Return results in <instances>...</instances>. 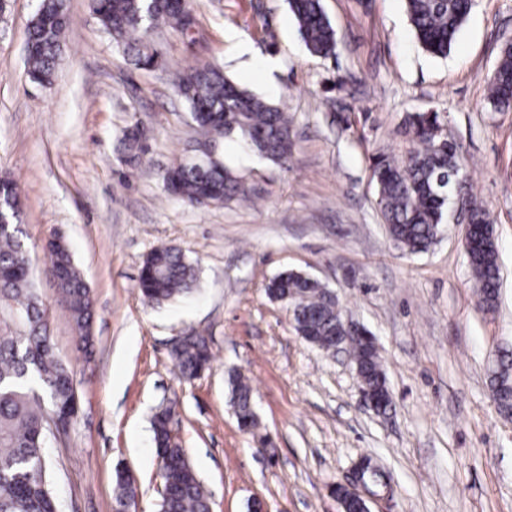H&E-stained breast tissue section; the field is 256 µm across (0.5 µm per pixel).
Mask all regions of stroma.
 Returning <instances> with one entry per match:
<instances>
[{"mask_svg": "<svg viewBox=\"0 0 512 512\" xmlns=\"http://www.w3.org/2000/svg\"><path fill=\"white\" fill-rule=\"evenodd\" d=\"M38 4L8 0L0 14V177L20 194L34 288L80 397L77 423L46 448L61 512H112L120 468L136 480L139 512H158L151 418L169 401L212 512H253L256 501L264 512H342L330 487L349 483L364 456L393 487L367 495L370 512H512V418L489 390L499 351L512 350V109L486 101L512 39V0H475L445 57L417 42L404 0H322L338 35L328 57L307 51L286 0H189L192 33L153 31L148 43L163 64L151 70L113 43L91 0H66L71 22L45 87L25 72ZM203 64L292 115L294 147L283 167L225 139L224 162L249 198L195 208L166 194L160 174L198 139L172 74ZM431 110L494 226L502 285L489 312L475 304L456 214L428 252L410 255L377 206L371 156L402 155L407 114ZM135 124L145 137L133 166L118 139ZM55 233L93 293L89 355L47 272ZM161 246L197 262L198 288L157 306L137 279ZM285 270L326 284L376 336L392 395L386 414L365 406L347 353L304 341L268 298L266 283ZM192 331L207 336L212 360L185 381L170 346ZM235 373L253 388V434L230 404Z\"/></svg>", "mask_w": 512, "mask_h": 512, "instance_id": "obj_1", "label": "stroma"}]
</instances>
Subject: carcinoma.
I'll return each instance as SVG.
<instances>
[{"instance_id": "cac0c4a2", "label": "carcinoma", "mask_w": 512, "mask_h": 512, "mask_svg": "<svg viewBox=\"0 0 512 512\" xmlns=\"http://www.w3.org/2000/svg\"><path fill=\"white\" fill-rule=\"evenodd\" d=\"M307 50L317 56L335 54L336 30L321 0H288ZM473 0H406V9L421 46L435 56H447L466 21ZM92 10L112 34L116 45L132 54L134 65L151 69L154 52L142 45L148 29L170 25L184 29L188 7L180 0H92ZM70 24L65 0H41L27 26V73L31 82H52ZM174 86L187 104L201 132L202 143L238 138L250 151L286 166L292 156V118L280 107L230 81L218 66L192 67L176 75ZM488 103L494 110L512 107V43L501 49L490 79ZM409 147L399 158L378 153L370 158L377 204L393 241L411 254L426 251L444 224L448 200L461 196L468 205L472 232L466 253L476 282L477 301L492 309L500 288V266L487 208L471 193L460 171L456 143L443 132L437 112H412L406 119ZM141 132L127 129L121 139L126 160L140 159ZM169 195L194 207L222 204L246 191L233 172L218 159L201 168L176 163L161 175ZM0 512H58L47 466V434L53 420L67 429L78 419L79 397L74 374L54 351L50 315L33 288V270L20 227L21 200L14 183L0 179ZM48 269L54 273L59 302L78 332V349L93 345L94 304L91 289L60 236L46 245ZM194 266L173 247L152 249L140 269L138 287L150 302L162 304L190 294L195 287ZM271 298L292 306L295 330L312 336L318 346L330 347L344 335L343 313L331 290L298 272H283L266 284ZM363 387L373 393L387 390L377 355L358 342L349 344ZM208 339L197 333L184 337L175 366L184 380L198 378L209 366ZM503 370L491 379L492 399L499 413H512V358L505 355ZM237 423L255 428L252 387L237 374L231 377ZM171 408L152 417L156 454L163 461L160 512H211V502L191 467L184 448L170 438ZM128 475L117 471L113 503L120 512L136 498Z\"/></svg>"}]
</instances>
